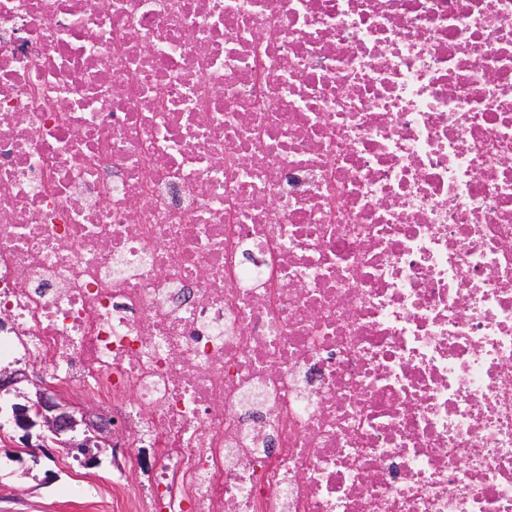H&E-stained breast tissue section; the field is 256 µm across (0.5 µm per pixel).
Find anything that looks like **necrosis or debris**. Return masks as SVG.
I'll return each mask as SVG.
<instances>
[{
    "instance_id": "obj_1",
    "label": "necrosis or debris",
    "mask_w": 512,
    "mask_h": 512,
    "mask_svg": "<svg viewBox=\"0 0 512 512\" xmlns=\"http://www.w3.org/2000/svg\"><path fill=\"white\" fill-rule=\"evenodd\" d=\"M28 358L113 512H512V0H0Z\"/></svg>"
}]
</instances>
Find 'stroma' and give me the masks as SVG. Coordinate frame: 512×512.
I'll list each match as a JSON object with an SVG mask.
<instances>
[{
    "mask_svg": "<svg viewBox=\"0 0 512 512\" xmlns=\"http://www.w3.org/2000/svg\"><path fill=\"white\" fill-rule=\"evenodd\" d=\"M21 433L0 422V512H112V459L98 467L58 464L57 451L20 454Z\"/></svg>",
    "mask_w": 512,
    "mask_h": 512,
    "instance_id": "stroma-1",
    "label": "stroma"
}]
</instances>
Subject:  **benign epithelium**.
Listing matches in <instances>:
<instances>
[{"instance_id":"obj_1","label":"benign epithelium","mask_w":512,"mask_h":512,"mask_svg":"<svg viewBox=\"0 0 512 512\" xmlns=\"http://www.w3.org/2000/svg\"><path fill=\"white\" fill-rule=\"evenodd\" d=\"M26 380L28 376L21 369H0V392L15 390L23 398L14 404L12 419L15 428L23 432L27 454L37 457L50 440L67 452H81L84 466L91 468L99 464L100 455L114 452L112 424L103 419L98 405L76 407L42 381L32 382V396L18 391L17 385Z\"/></svg>"}]
</instances>
